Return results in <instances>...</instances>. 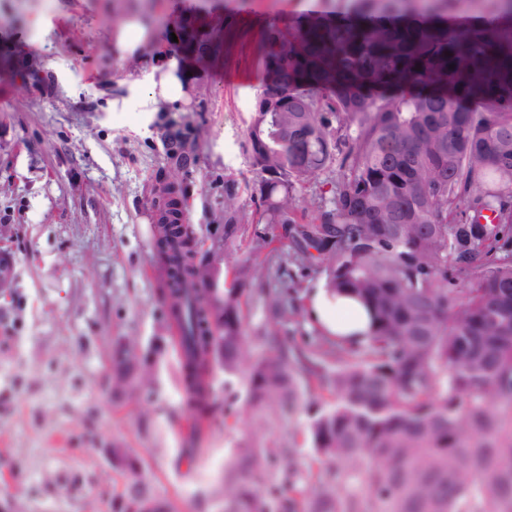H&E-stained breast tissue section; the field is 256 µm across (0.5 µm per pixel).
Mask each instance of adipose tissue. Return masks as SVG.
I'll use <instances>...</instances> for the list:
<instances>
[{
    "instance_id": "obj_1",
    "label": "adipose tissue",
    "mask_w": 512,
    "mask_h": 512,
    "mask_svg": "<svg viewBox=\"0 0 512 512\" xmlns=\"http://www.w3.org/2000/svg\"><path fill=\"white\" fill-rule=\"evenodd\" d=\"M156 68L158 77L152 80L150 91L140 101L148 112L159 111L162 104L181 100L187 92V75L180 70L177 60L159 55ZM308 313L312 322L319 323L340 336L362 333L369 321L366 307L344 295L317 289L311 296Z\"/></svg>"
}]
</instances>
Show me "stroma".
Returning <instances> with one entry per match:
<instances>
[{"label":"stroma","instance_id":"1","mask_svg":"<svg viewBox=\"0 0 512 512\" xmlns=\"http://www.w3.org/2000/svg\"><path fill=\"white\" fill-rule=\"evenodd\" d=\"M349 0H0V252L15 262L0 297V506L20 512H112L121 490L108 450L124 442L177 512H224V470L250 445L244 373L212 376L215 411L192 462L194 424L167 342L154 383L112 396L118 339L164 335L149 200L178 178L184 221L202 248L224 239V185L255 203L244 131L264 76L257 42L273 23ZM145 30L122 57L114 11ZM225 29L219 52L174 42L189 22ZM191 74L184 103L129 104L126 74L148 92L155 49ZM231 71L247 73L229 84ZM188 160L178 164L172 136Z\"/></svg>","mask_w":512,"mask_h":512}]
</instances>
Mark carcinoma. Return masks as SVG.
I'll list each match as a JSON object with an SVG mask.
<instances>
[{
    "instance_id": "1",
    "label": "carcinoma",
    "mask_w": 512,
    "mask_h": 512,
    "mask_svg": "<svg viewBox=\"0 0 512 512\" xmlns=\"http://www.w3.org/2000/svg\"><path fill=\"white\" fill-rule=\"evenodd\" d=\"M260 60L246 133L259 209L224 186L230 281L199 276L206 254L183 224L179 181L154 200L197 418L181 456L199 451L216 361L246 371L257 411L224 512H512V0H349L270 25ZM315 182L332 207L308 221L300 190ZM243 237L249 255L236 258ZM312 274L369 309L365 339L294 341ZM248 288L264 314L259 358ZM161 351L118 341L112 390L148 388ZM299 411L304 469L266 437L269 421ZM112 469L124 479L112 512H174L122 444Z\"/></svg>"
}]
</instances>
